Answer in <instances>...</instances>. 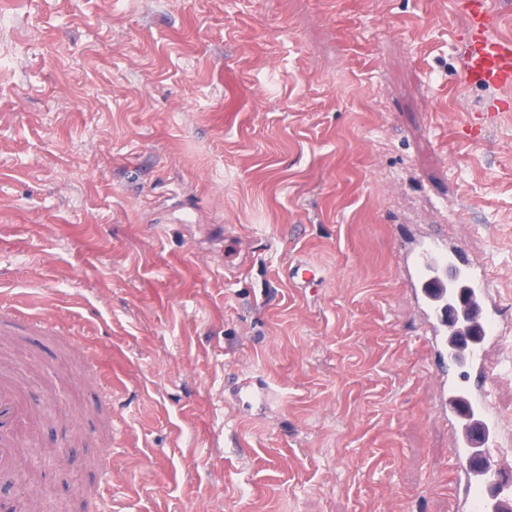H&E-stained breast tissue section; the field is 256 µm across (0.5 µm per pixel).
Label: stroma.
Segmentation results:
<instances>
[{"label":"stroma","instance_id":"obj_1","mask_svg":"<svg viewBox=\"0 0 512 512\" xmlns=\"http://www.w3.org/2000/svg\"><path fill=\"white\" fill-rule=\"evenodd\" d=\"M456 0H0V308L48 415L40 512H451L400 275L442 227L512 318V111L465 136ZM305 260L324 275L298 288ZM493 403L512 446V335ZM267 382L244 411L228 388ZM65 327L49 314H38L25 322H20L15 313L0 310V334H35L40 337L58 339Z\"/></svg>","mask_w":512,"mask_h":512}]
</instances>
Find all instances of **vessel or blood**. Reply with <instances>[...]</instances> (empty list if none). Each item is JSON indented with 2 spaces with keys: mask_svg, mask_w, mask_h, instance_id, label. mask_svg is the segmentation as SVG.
<instances>
[{
  "mask_svg": "<svg viewBox=\"0 0 512 512\" xmlns=\"http://www.w3.org/2000/svg\"><path fill=\"white\" fill-rule=\"evenodd\" d=\"M468 19L458 36L464 81L472 87L512 90V39L497 36L499 14L492 0H457ZM406 285L421 311L425 343L434 354L439 390L435 413L448 422L455 469V512H512V450L493 406L495 383L488 353L508 327L487 265L437 233L404 247ZM63 325L48 314L19 321L0 310V334L57 338ZM235 401L267 405L268 387L234 383ZM39 413L26 400L8 363L0 361V463H17L21 448L36 439Z\"/></svg>",
  "mask_w": 512,
  "mask_h": 512,
  "instance_id": "vessel-or-blood-1",
  "label": "vessel or blood"
}]
</instances>
